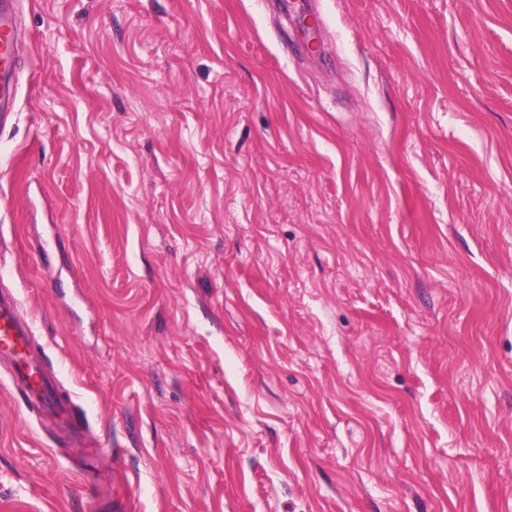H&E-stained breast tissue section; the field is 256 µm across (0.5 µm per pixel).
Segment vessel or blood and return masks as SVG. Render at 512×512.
<instances>
[{"label":"vessel or blood","mask_w":512,"mask_h":512,"mask_svg":"<svg viewBox=\"0 0 512 512\" xmlns=\"http://www.w3.org/2000/svg\"><path fill=\"white\" fill-rule=\"evenodd\" d=\"M18 0H0V124L15 110L19 49ZM29 332L19 319L17 305L0 296V356L12 359L13 386L21 391L49 393L50 379L27 356Z\"/></svg>","instance_id":"vessel-or-blood-1"}]
</instances>
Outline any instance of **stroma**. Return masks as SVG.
<instances>
[{
  "instance_id": "1",
  "label": "stroma",
  "mask_w": 512,
  "mask_h": 512,
  "mask_svg": "<svg viewBox=\"0 0 512 512\" xmlns=\"http://www.w3.org/2000/svg\"><path fill=\"white\" fill-rule=\"evenodd\" d=\"M22 0L0 512H512V0ZM28 325L19 320L16 302L0 295V355L13 360L12 385L23 392L48 395L50 379L26 355L29 347Z\"/></svg>"
}]
</instances>
